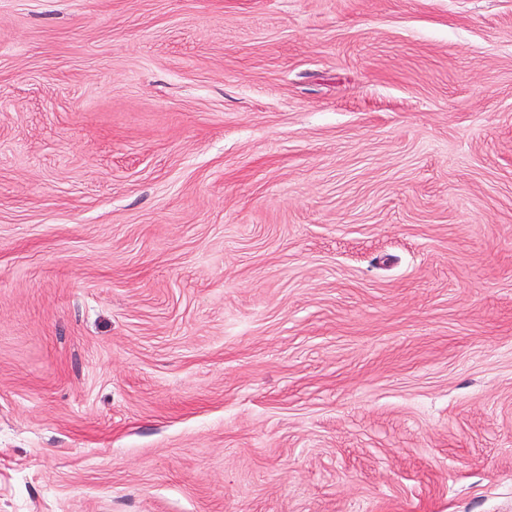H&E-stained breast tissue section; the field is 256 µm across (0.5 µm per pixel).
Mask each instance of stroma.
Masks as SVG:
<instances>
[{
  "mask_svg": "<svg viewBox=\"0 0 512 512\" xmlns=\"http://www.w3.org/2000/svg\"><path fill=\"white\" fill-rule=\"evenodd\" d=\"M0 512H512V0H0Z\"/></svg>",
  "mask_w": 512,
  "mask_h": 512,
  "instance_id": "1",
  "label": "stroma"
}]
</instances>
